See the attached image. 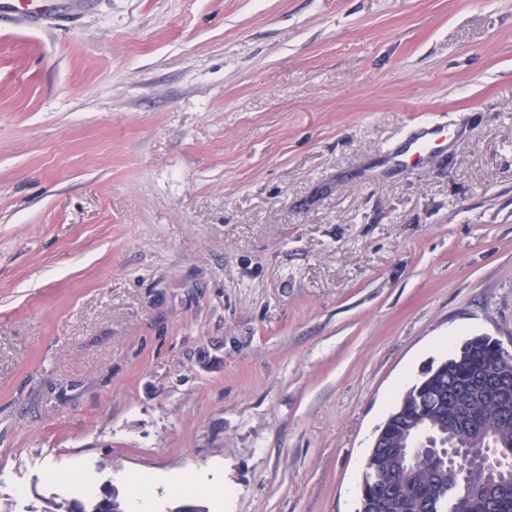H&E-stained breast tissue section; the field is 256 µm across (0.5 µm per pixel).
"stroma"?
<instances>
[{"instance_id": "1", "label": "stroma", "mask_w": 512, "mask_h": 512, "mask_svg": "<svg viewBox=\"0 0 512 512\" xmlns=\"http://www.w3.org/2000/svg\"><path fill=\"white\" fill-rule=\"evenodd\" d=\"M74 2L0 25V512H357L422 370L512 352V0ZM427 126V131L423 135L408 141L400 149L383 155L378 161V166L397 163L416 167L426 154L443 148L448 128L441 124ZM461 348L478 349V358L488 359L496 357L503 349L500 342L491 336H477L462 342ZM129 496L134 512L155 511L151 484L146 479L134 477L129 482ZM101 498L94 504L91 510H86L83 506H74L69 508L66 512H126L125 502L120 498L119 491L115 488L103 489ZM105 500L109 508L102 511L99 509V503Z\"/></svg>"}]
</instances>
